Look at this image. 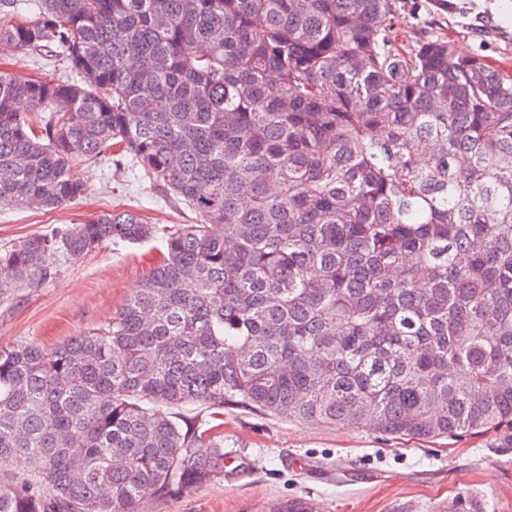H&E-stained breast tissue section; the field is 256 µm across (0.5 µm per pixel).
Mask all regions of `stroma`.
<instances>
[{
  "instance_id": "35a3bbf8",
  "label": "stroma",
  "mask_w": 512,
  "mask_h": 512,
  "mask_svg": "<svg viewBox=\"0 0 512 512\" xmlns=\"http://www.w3.org/2000/svg\"><path fill=\"white\" fill-rule=\"evenodd\" d=\"M401 40L445 37L512 76V0H402ZM0 67L27 78L62 76L63 61L8 47ZM71 174L85 196L34 212L0 205V246L52 233L114 210L163 227L192 224L195 214L168 200L137 169L116 162L78 163ZM157 253L149 244L106 245L57 268L37 288L0 294V349L35 341L54 348L105 326L140 288ZM202 428L219 426L234 466L186 495L147 502L144 512H279L289 499L315 512H512V429L447 439H395L364 428L284 421L228 406L185 408Z\"/></svg>"
}]
</instances>
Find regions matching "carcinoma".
<instances>
[{
  "label": "carcinoma",
  "mask_w": 512,
  "mask_h": 512,
  "mask_svg": "<svg viewBox=\"0 0 512 512\" xmlns=\"http://www.w3.org/2000/svg\"><path fill=\"white\" fill-rule=\"evenodd\" d=\"M0 204L85 195L115 150L198 223L114 210L0 249V292L59 256L159 238L108 325L0 350V512H140L224 474L226 405L438 439L512 428V78L400 0H0ZM2 47L7 48L2 51ZM0 67L12 71L16 76L21 78H27L41 73L54 74L56 76L68 74V68L62 60H54L53 58L44 55L41 56L36 53L24 54L12 47L1 45Z\"/></svg>",
  "instance_id": "1"
}]
</instances>
